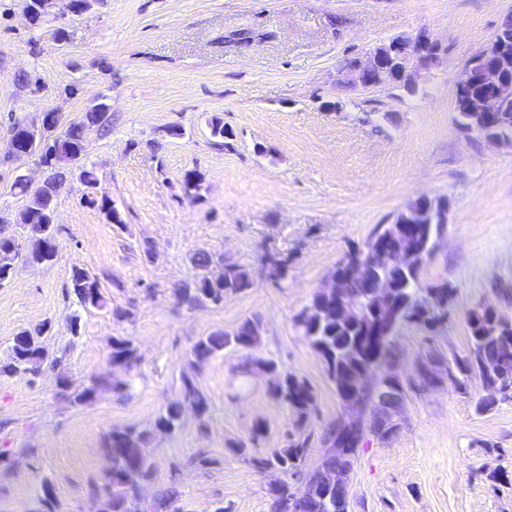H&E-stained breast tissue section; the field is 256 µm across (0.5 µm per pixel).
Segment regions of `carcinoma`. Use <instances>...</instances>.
I'll return each instance as SVG.
<instances>
[{
  "mask_svg": "<svg viewBox=\"0 0 512 512\" xmlns=\"http://www.w3.org/2000/svg\"><path fill=\"white\" fill-rule=\"evenodd\" d=\"M107 121L103 105L98 104L86 112L83 121L70 124L60 135H53L57 120L46 125L42 136L48 144L37 149L33 147L32 135L23 119L17 118L12 124V135L18 148L27 156H36L50 175L43 185L32 193L30 204L20 214L18 225L22 236L7 231L0 225V288L9 284L13 277L14 264L24 259L32 264H42L58 254L57 227L53 221L55 198L66 174L74 171V164L85 155V128L101 125ZM417 231V238L434 243L444 230L441 224H411ZM432 254L418 260H406L402 269H390L387 275L392 281L393 293L389 299L393 310L399 312L400 325H413L433 335L441 326V317L448 314V302L452 301L456 287L448 285L446 291L436 299L429 298L434 289L426 287L423 274ZM288 258L277 252L263 255L261 265L253 270L232 261H224V279L210 282L198 277L192 283H180L172 288L177 303L188 308L224 303V294L240 295L253 288L257 278L263 277L275 283L288 281ZM372 281L361 286L354 307L362 321L343 323L336 321V308L323 303L317 295H312L294 317V326L317 353L322 362L323 372L336 392L343 399L340 379L354 370L363 383L382 382L379 369L393 360L390 342L378 343L369 327L372 322L370 293ZM69 294L76 304L84 309L101 308L105 300L99 284L82 268L73 270ZM505 314L493 304H484L474 309L468 316V349L462 354H454L450 360L453 379L457 389L466 388L465 379L472 374L482 375L485 361L497 359L501 364L512 368V322L497 323ZM51 329V323L43 321L31 328L23 329L12 339L5 361H0V373L4 375L26 374L41 370L46 359L42 346L43 337ZM264 344V324L261 317L253 315L242 319L230 330L215 331L201 338L193 348L195 359L208 361L226 351L248 352L237 366V375L244 381L265 380L271 397L291 410L298 426H303L315 411V394L309 381L284 368L276 361L260 355ZM111 364L114 368L129 373L138 362V355L132 341L127 338L112 340ZM127 382L108 376L98 377L88 385L76 389L66 384L61 389V397L74 405H83L91 396L101 390L125 389ZM418 383L409 378L389 388L363 387L359 396L364 403L383 398L388 402L403 401L406 392ZM192 407L197 416L202 417L208 409V398L196 382L186 377L182 383L181 398L169 404L149 428L125 426L112 429L104 443L103 453L111 461L112 477L109 480L107 496L112 501V512H119L136 488L153 476L151 445L155 434L173 433L180 428L185 408ZM336 434V423L323 427L319 436L303 431L292 436L282 448H275L266 454H251L248 463L257 471L276 468L284 474L282 483L268 490V512H350L348 494L338 492L322 483L320 479L329 469L339 464L355 465L358 448L365 435L384 440L387 432L368 424L355 443L351 454L345 458L336 457V451L327 450L316 463H308V448L313 441L326 445ZM305 474L316 481L313 489L297 497L290 480ZM29 512H63L61 504L52 496L50 488L38 498Z\"/></svg>",
  "mask_w": 512,
  "mask_h": 512,
  "instance_id": "obj_1",
  "label": "carcinoma"
}]
</instances>
